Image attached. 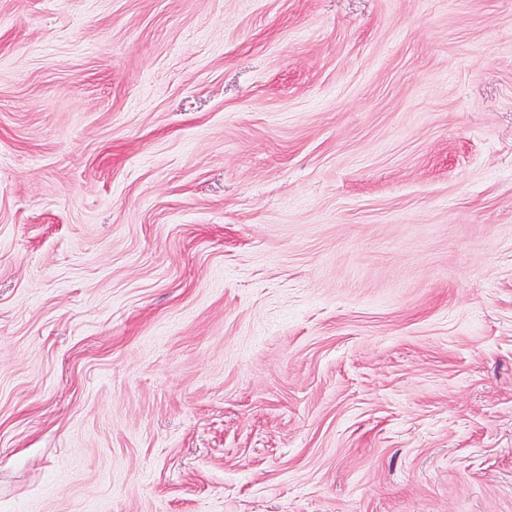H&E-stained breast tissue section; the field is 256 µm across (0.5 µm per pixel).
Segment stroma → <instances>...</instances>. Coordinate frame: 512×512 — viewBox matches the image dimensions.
Masks as SVG:
<instances>
[{
  "instance_id": "stroma-1",
  "label": "stroma",
  "mask_w": 512,
  "mask_h": 512,
  "mask_svg": "<svg viewBox=\"0 0 512 512\" xmlns=\"http://www.w3.org/2000/svg\"><path fill=\"white\" fill-rule=\"evenodd\" d=\"M0 512H512V0H0Z\"/></svg>"
}]
</instances>
